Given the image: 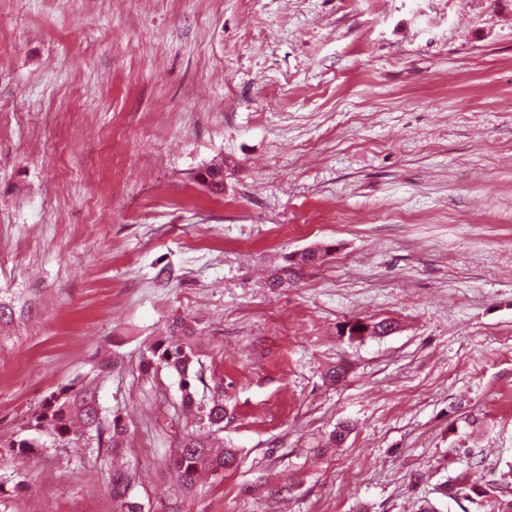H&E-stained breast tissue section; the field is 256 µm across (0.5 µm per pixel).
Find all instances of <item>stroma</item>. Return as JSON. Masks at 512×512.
I'll use <instances>...</instances> for the list:
<instances>
[{
    "label": "stroma",
    "mask_w": 512,
    "mask_h": 512,
    "mask_svg": "<svg viewBox=\"0 0 512 512\" xmlns=\"http://www.w3.org/2000/svg\"><path fill=\"white\" fill-rule=\"evenodd\" d=\"M1 305L0 441L74 382L128 433L0 461V512L182 495L175 316L238 451L187 512H492L442 485L512 494V0H0ZM197 182L204 186L214 196H219L224 192V163L217 161L207 166L204 172L197 176ZM209 180V184L207 181ZM143 358L146 370L167 369L179 378L182 402L186 408L195 404L196 381L202 382L200 346L194 328L185 318H176L169 325L165 336L157 339ZM133 476L129 470L122 468L113 469L110 478L112 496L117 498L120 503V512H144L138 510L141 502L131 496L130 488ZM445 495L448 498L457 501L458 498H463L468 500V492L478 495L480 497L486 496V491H482V486L477 484V481H473L468 479L467 477H463L461 479H456L451 483L445 484Z\"/></svg>",
    "instance_id": "obj_1"
}]
</instances>
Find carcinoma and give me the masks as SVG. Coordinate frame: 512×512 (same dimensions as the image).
Returning <instances> with one entry per match:
<instances>
[{"label": "carcinoma", "mask_w": 512, "mask_h": 512, "mask_svg": "<svg viewBox=\"0 0 512 512\" xmlns=\"http://www.w3.org/2000/svg\"><path fill=\"white\" fill-rule=\"evenodd\" d=\"M197 182L210 193L219 196L224 192V162L210 164L198 174ZM200 346L194 328L184 318H177L169 325L165 336L157 339L143 358L148 370L167 369L179 378L183 405L195 404V383L202 381ZM198 428L187 432L167 461L166 468L183 493L195 491L202 474L216 475L236 466L238 450L216 449L212 435L224 429V406L218 402L202 411ZM27 428L45 432L58 445L72 448H95L111 454L120 451L119 445L127 432L124 420L118 416L105 422L95 388L89 384H75L61 388L44 399L26 416ZM11 452L30 457L42 450L36 438L12 439L8 442ZM133 476L130 471L112 470L110 486L112 496L120 503V512H140V500L131 496ZM486 495L482 486L466 477L445 484V495L456 500L468 498V493Z\"/></svg>", "instance_id": "obj_1"}]
</instances>
